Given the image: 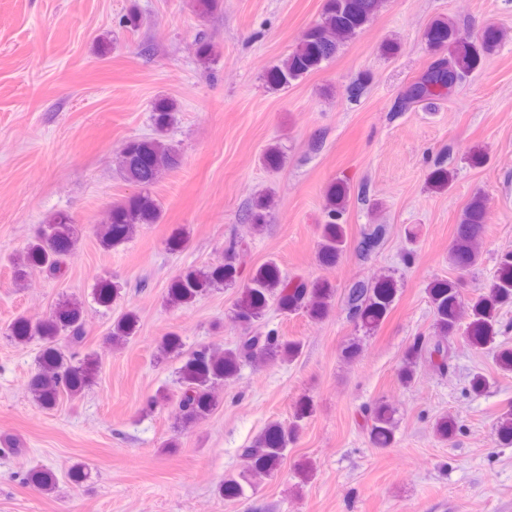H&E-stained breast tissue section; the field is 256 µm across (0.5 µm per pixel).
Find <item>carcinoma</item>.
Segmentation results:
<instances>
[{
	"label": "carcinoma",
	"instance_id": "cac0c4a2",
	"mask_svg": "<svg viewBox=\"0 0 512 512\" xmlns=\"http://www.w3.org/2000/svg\"><path fill=\"white\" fill-rule=\"evenodd\" d=\"M384 5V0H324L320 20L304 30L295 48L279 59L268 70L265 83L272 91H284L293 82L319 70L323 63L336 57L340 49L355 39L370 24ZM195 11L210 16L224 7V0H193ZM426 45L434 52L446 50L456 56L459 66L448 68L447 56L438 57L430 68L413 82L397 101L395 111L405 112L414 105L435 100L444 95L457 78H464L479 68L484 58L493 54L500 43V34L489 29L473 40L461 38L459 29L446 20L432 22L423 34ZM174 102L161 98L152 107L153 134L123 143L121 175L125 181L138 187V192L121 202L112 204L106 220L96 232L100 245L109 250L132 239L145 224H156L161 208L151 195L150 188L161 174L180 163L179 150L167 140L169 129L176 122ZM429 184L436 190L450 185V172L438 160L429 175ZM350 194V186L338 181L326 192V221L322 225L318 259L324 265L340 261L348 249L346 227L341 223ZM275 206V194L265 191L254 195L244 213V220L258 228L266 223ZM488 212L482 196L472 197L465 206L455 228L450 265L465 271L478 263L480 237ZM387 225L371 224L360 235L355 249L368 258L384 240ZM79 229L65 213H56L39 225L25 251L12 262V276L16 285L26 284L35 271L50 276L64 274L67 260L73 253ZM250 251L249 242L231 237L224 244L222 259L205 267H189L171 282L166 300L173 307L189 306L215 288L235 284L240 265ZM461 278H436L426 286L432 307L433 335L419 338L403 356L400 381L411 384L418 368L425 364L444 377L455 358L454 338L464 337L472 347L485 348L497 335L499 312L512 305V249H504L497 256L490 284L469 298L462 293ZM398 294V282L389 272H380L366 281H357L345 289L343 301L349 320L357 331L343 349L342 356L351 361L359 356L363 340L374 333L393 309ZM120 295L119 286L107 278L97 282L93 300L107 310L112 309ZM336 289L327 282H308L290 277L273 261L260 265L241 289L234 308V318L253 326L261 322L268 310L274 308L290 314L307 308L311 316L321 318L328 314ZM466 306L471 320L466 327L459 325L458 311ZM137 316L125 311L112 323L109 339L117 347L124 345L135 332ZM6 335L15 343L25 345L33 340L41 342L38 369L29 384L33 401L43 408L54 407L60 398L80 397L92 385L99 363L93 354H80L76 348L87 338L83 303L75 298L59 302L49 316L32 322L20 316L7 328ZM303 345L286 336L246 332L235 344L224 350L199 345L186 350L179 336H169L160 346L163 359L182 361L178 368L180 396L178 408L183 424L209 415L217 405L214 386L234 377L246 363H274L293 361L302 353ZM498 368L512 372V348L499 346L493 352ZM313 412L310 401L302 402L292 421L283 426L270 423L243 449L248 468L240 479H229L219 488L227 499H236L252 486L249 477L269 475L276 471L288 456L291 445L302 423ZM367 429L373 443L380 449L388 448L395 440L396 411L379 403L368 411ZM435 435L449 441L459 430L458 422L450 417L438 419ZM496 435L504 445H512V411L500 417ZM27 482L50 493L57 483L56 475L48 469L33 470Z\"/></svg>",
	"mask_w": 512,
	"mask_h": 512
}]
</instances>
